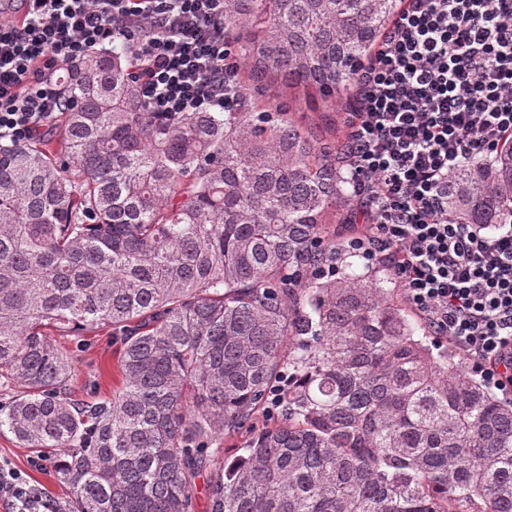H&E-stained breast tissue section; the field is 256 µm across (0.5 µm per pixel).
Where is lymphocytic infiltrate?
Returning <instances> with one entry per match:
<instances>
[{
	"label": "lymphocytic infiltrate",
	"instance_id": "1",
	"mask_svg": "<svg viewBox=\"0 0 512 512\" xmlns=\"http://www.w3.org/2000/svg\"><path fill=\"white\" fill-rule=\"evenodd\" d=\"M0 22V142L47 133L72 108L65 65L114 42L142 64L151 112H233L236 38L224 0H20ZM346 118L353 246L385 257L433 335L512 387V224L448 214L449 175L512 143V0H403L355 77ZM7 512H62L0 459Z\"/></svg>",
	"mask_w": 512,
	"mask_h": 512
}]
</instances>
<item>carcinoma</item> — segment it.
I'll return each instance as SVG.
<instances>
[{
	"label": "carcinoma",
	"mask_w": 512,
	"mask_h": 512,
	"mask_svg": "<svg viewBox=\"0 0 512 512\" xmlns=\"http://www.w3.org/2000/svg\"><path fill=\"white\" fill-rule=\"evenodd\" d=\"M401 7L224 0L239 111L149 112L130 49L92 50L55 131L0 144V430L71 512H196L200 478L208 512H512V399L345 263L344 144L253 96L280 72L336 106ZM448 213L512 220V149L453 171ZM100 331L122 386L76 399L56 337Z\"/></svg>",
	"instance_id": "carcinoma-1"
}]
</instances>
